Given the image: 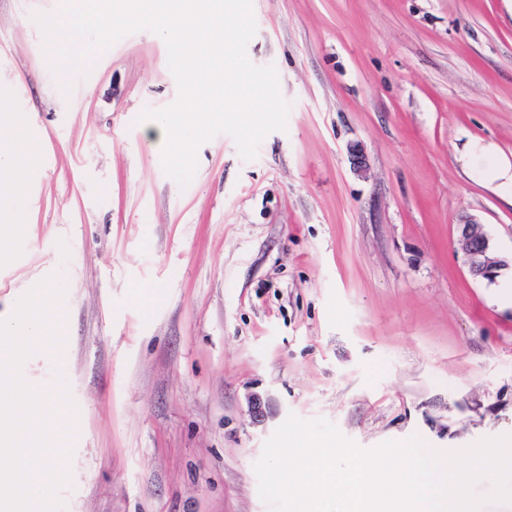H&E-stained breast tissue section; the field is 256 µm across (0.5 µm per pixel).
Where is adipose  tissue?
Listing matches in <instances>:
<instances>
[{
	"label": "adipose tissue",
	"instance_id": "adipose-tissue-1",
	"mask_svg": "<svg viewBox=\"0 0 512 512\" xmlns=\"http://www.w3.org/2000/svg\"><path fill=\"white\" fill-rule=\"evenodd\" d=\"M0 124L8 129L0 137V198L20 196V176L29 172L42 153L41 144L33 139L26 118L0 114Z\"/></svg>",
	"mask_w": 512,
	"mask_h": 512
}]
</instances>
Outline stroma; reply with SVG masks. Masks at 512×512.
Wrapping results in <instances>:
<instances>
[{"label": "stroma", "mask_w": 512, "mask_h": 512, "mask_svg": "<svg viewBox=\"0 0 512 512\" xmlns=\"http://www.w3.org/2000/svg\"><path fill=\"white\" fill-rule=\"evenodd\" d=\"M58 5L0 0V108L44 146L0 317L65 268L66 512H270L254 464L292 414L364 450L512 433V269L474 279L457 232L512 255V0H252L287 129L250 161L217 135L184 189L137 121L179 95L163 38L127 34L67 97L31 18Z\"/></svg>", "instance_id": "obj_1"}]
</instances>
